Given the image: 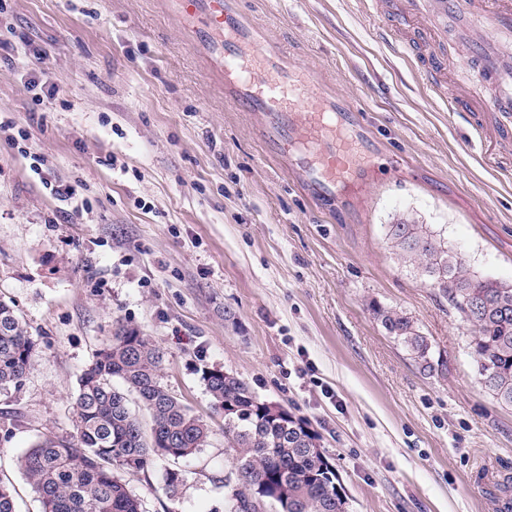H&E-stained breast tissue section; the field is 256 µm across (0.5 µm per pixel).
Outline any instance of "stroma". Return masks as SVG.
<instances>
[{"instance_id": "1", "label": "stroma", "mask_w": 512, "mask_h": 512, "mask_svg": "<svg viewBox=\"0 0 512 512\" xmlns=\"http://www.w3.org/2000/svg\"><path fill=\"white\" fill-rule=\"evenodd\" d=\"M246 22L350 100L374 148L365 203L311 201L224 87L171 0H6L0 39L45 55L57 95L35 103L0 51V297L38 342L19 391L0 394V478L16 512L39 504L16 468L42 434H74L77 379L115 321L164 355L163 382L211 426L206 448L126 475L143 512H227L224 417L200 380L219 368L319 434L349 512H499L512 502V406L483 387L471 326L406 267L388 227L427 224L480 276L512 284V139L478 136L417 75L428 35L378 23L373 0H235ZM414 40L405 60L397 38ZM448 96L492 88L448 28ZM84 210L62 216L48 185ZM412 316L439 365L425 372L372 306ZM21 424H8V416Z\"/></svg>"}]
</instances>
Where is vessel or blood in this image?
I'll return each mask as SVG.
<instances>
[{"mask_svg": "<svg viewBox=\"0 0 512 512\" xmlns=\"http://www.w3.org/2000/svg\"><path fill=\"white\" fill-rule=\"evenodd\" d=\"M174 2L221 77L226 100L250 113L261 139L299 187L325 206L335 205L342 188L354 201H364L370 182L360 135L338 118L352 112V104L328 96L308 70L288 65L278 47L262 44L230 0ZM375 5L378 14L428 31L429 68L437 73L445 63L448 20L456 18L460 45L496 86L485 111L500 138H512V0H375ZM477 14L485 26L473 25Z\"/></svg>", "mask_w": 512, "mask_h": 512, "instance_id": "b4317fda", "label": "vessel or blood"}]
</instances>
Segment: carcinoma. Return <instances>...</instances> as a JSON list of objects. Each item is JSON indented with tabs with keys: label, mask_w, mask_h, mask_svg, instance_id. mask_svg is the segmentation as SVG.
Segmentation results:
<instances>
[{
	"label": "carcinoma",
	"mask_w": 512,
	"mask_h": 512,
	"mask_svg": "<svg viewBox=\"0 0 512 512\" xmlns=\"http://www.w3.org/2000/svg\"><path fill=\"white\" fill-rule=\"evenodd\" d=\"M388 236L400 260L471 324L468 348L478 375L497 401L512 406V286L471 273L423 224H391ZM372 310L411 359L433 371L432 344L415 320L376 303ZM35 352L27 324L0 300V393L21 387ZM200 378L224 414V447L235 463L236 479L224 478L229 512H261L266 503L276 512H346L327 455L308 452L320 436L302 419L271 417L265 401L234 374L203 369ZM131 394L148 412L150 429L131 410ZM74 414L71 439L46 436L17 458L41 512H142L114 469L138 473L156 458H188L211 436L209 424L163 383L162 354L151 337L123 322L81 373ZM14 492L0 479V512H16Z\"/></svg>",
	"instance_id": "obj_1"
}]
</instances>
